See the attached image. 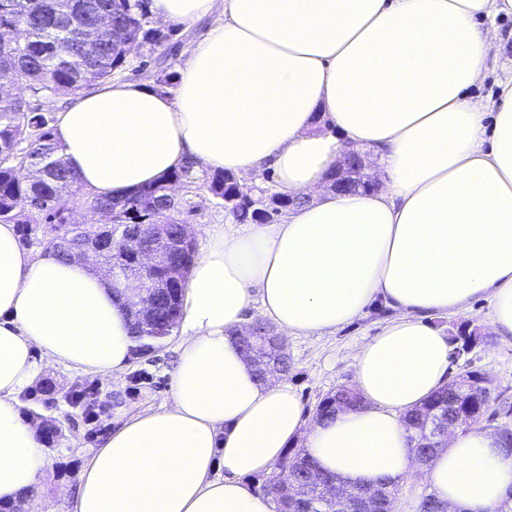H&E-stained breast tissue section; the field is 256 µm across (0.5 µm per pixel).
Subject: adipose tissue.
<instances>
[{"label":"adipose tissue","instance_id":"ef3b65f1","mask_svg":"<svg viewBox=\"0 0 512 512\" xmlns=\"http://www.w3.org/2000/svg\"><path fill=\"white\" fill-rule=\"evenodd\" d=\"M166 24L212 16L174 94L114 82L58 112L54 138L78 185L123 197L185 159L243 177L271 172L305 194L272 224L212 226L183 284L172 402L130 415L88 449L72 512H273L248 477L303 439L348 490L421 477L449 512L512 494V449L453 429L423 467L402 416L449 380L452 346L431 319L491 305L512 335V80L494 105L469 97L493 51L487 17L512 0H152ZM380 151L377 192L335 194L345 145ZM393 310L353 358L365 405L304 426L296 389L258 379L235 333L248 316L324 336ZM131 321L86 258L33 255L0 224V503L48 459L19 397L42 368L112 377Z\"/></svg>","mask_w":512,"mask_h":512}]
</instances>
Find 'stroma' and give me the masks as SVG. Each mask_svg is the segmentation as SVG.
<instances>
[{
    "label": "stroma",
    "instance_id": "stroma-1",
    "mask_svg": "<svg viewBox=\"0 0 512 512\" xmlns=\"http://www.w3.org/2000/svg\"><path fill=\"white\" fill-rule=\"evenodd\" d=\"M391 311L372 308L354 323L325 336L288 337L292 368L287 375L300 397L305 424H312L315 410L325 397L340 386L350 385L353 355L391 318ZM176 338L145 357L132 358L121 373L110 377H86L64 367L42 371V378L69 387L90 382L99 394L102 413L97 422H87L81 408L62 403L48 409L49 417L60 421L64 436L49 449L50 466L36 494L37 499L55 501L58 512H69L82 466V450L99 447L112 428L131 413L160 409L171 402V375L177 362ZM454 373L480 371L494 382L495 408H512V338L488 334L469 352L453 361Z\"/></svg>",
    "mask_w": 512,
    "mask_h": 512
}]
</instances>
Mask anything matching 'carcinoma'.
<instances>
[{
	"instance_id": "1",
	"label": "carcinoma",
	"mask_w": 512,
	"mask_h": 512,
	"mask_svg": "<svg viewBox=\"0 0 512 512\" xmlns=\"http://www.w3.org/2000/svg\"><path fill=\"white\" fill-rule=\"evenodd\" d=\"M149 0H0V224H15L27 245H36L60 258L94 242L101 224H121L123 233L142 241L144 249L169 256L166 269L144 271L146 280L160 281L154 289L156 314L150 322L132 320L135 354L153 353L170 336L180 307L182 280L194 262L196 245L184 243L183 225L193 212L188 194L204 191L235 224H262L278 211L264 213L252 204L253 189H244L235 174L224 170H200L185 163L159 181L143 186L121 199L89 194L92 224H74L64 196L79 190L73 174L58 155L50 113L40 101L64 95L76 96L114 81L127 70L130 59L147 50L158 57L143 60L137 72L166 91L174 86L173 75L164 72L167 44L178 32L150 25ZM184 190L171 197V185ZM252 342L243 350L265 377L268 368L288 372L286 352L265 340L271 325L254 321L249 325ZM481 339L479 329L465 323L451 343L470 350ZM87 388L74 384L61 393L51 381L41 383L26 399L45 407L64 399L75 407L83 403ZM491 380L478 371L468 372L463 382L430 396L421 407L404 415L412 454L427 463L439 452L423 421L433 411L445 421L460 415L475 428L498 415L493 409ZM362 399L342 386L317 406L323 420L345 409H356ZM284 483L264 484L261 490L277 504V512H345L349 506L328 496L326 484L335 477L320 472L305 449H290L280 463Z\"/></svg>"
}]
</instances>
